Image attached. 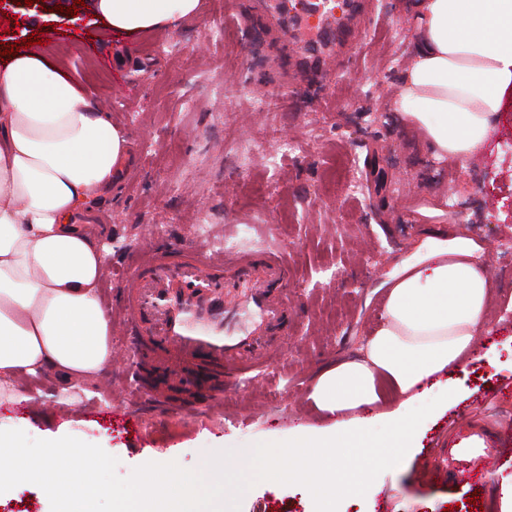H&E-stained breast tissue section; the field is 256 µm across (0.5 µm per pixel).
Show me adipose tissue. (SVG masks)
I'll return each mask as SVG.
<instances>
[{
    "label": "adipose tissue",
    "instance_id": "1",
    "mask_svg": "<svg viewBox=\"0 0 512 512\" xmlns=\"http://www.w3.org/2000/svg\"><path fill=\"white\" fill-rule=\"evenodd\" d=\"M200 0H92L118 36L171 28ZM414 56L400 77L396 112L441 159L468 161L512 109V0H419ZM129 134L97 107L78 76L40 49L0 62V404L29 400V381L76 406L72 390L96 386L111 366L112 322L99 296L108 253L89 227L130 154ZM492 286L476 239L438 233L386 280L380 324L356 356L320 373L310 393L328 419L305 427L275 458L317 492L350 474V449L367 447V409L388 383L401 462L409 410L448 408L451 371L477 353Z\"/></svg>",
    "mask_w": 512,
    "mask_h": 512
}]
</instances>
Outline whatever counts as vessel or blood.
Instances as JSON below:
<instances>
[{
  "label": "vessel or blood",
  "instance_id": "b4317fda",
  "mask_svg": "<svg viewBox=\"0 0 512 512\" xmlns=\"http://www.w3.org/2000/svg\"><path fill=\"white\" fill-rule=\"evenodd\" d=\"M287 263L258 250L217 251L196 242L159 250L122 288L128 350L168 366L169 380L195 391L198 370H220L240 388L263 372L272 337L288 334Z\"/></svg>",
  "mask_w": 512,
  "mask_h": 512
}]
</instances>
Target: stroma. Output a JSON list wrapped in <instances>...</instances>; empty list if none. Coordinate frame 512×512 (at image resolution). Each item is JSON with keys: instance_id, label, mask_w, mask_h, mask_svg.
I'll return each mask as SVG.
<instances>
[{"instance_id": "35a3bbf8", "label": "stroma", "mask_w": 512, "mask_h": 512, "mask_svg": "<svg viewBox=\"0 0 512 512\" xmlns=\"http://www.w3.org/2000/svg\"><path fill=\"white\" fill-rule=\"evenodd\" d=\"M417 0H375L334 45L336 64H308L253 0H201L196 17L134 40L113 38L87 7L77 18L39 0L27 32L78 74L103 111L127 130L132 150L123 191L93 206L94 230L109 251L102 283L111 312L117 281L155 247L191 237L217 247L262 248L291 266L297 324L283 357L243 393L217 394L204 374L198 402L212 410L157 416L116 388L109 369L97 396L76 408L41 398L0 406V427L29 436L66 429L108 443L119 476L150 461L202 465L217 447L238 450L287 440L319 414L307 397L315 374L357 354L381 305L387 274L434 227L452 226L487 247L496 281L487 314L488 350L454 372L458 398L440 416L419 414L414 447L400 464L355 452L350 486L319 499L303 486L263 481L240 512H469L480 497L502 512L512 497V110L486 151L468 163L436 159L419 131L392 107L419 22ZM182 49L167 53L169 42ZM271 106L256 111L255 97ZM256 149L236 158L238 142ZM455 192L470 202L462 221L443 205ZM490 469L486 482L462 480Z\"/></svg>"}]
</instances>
